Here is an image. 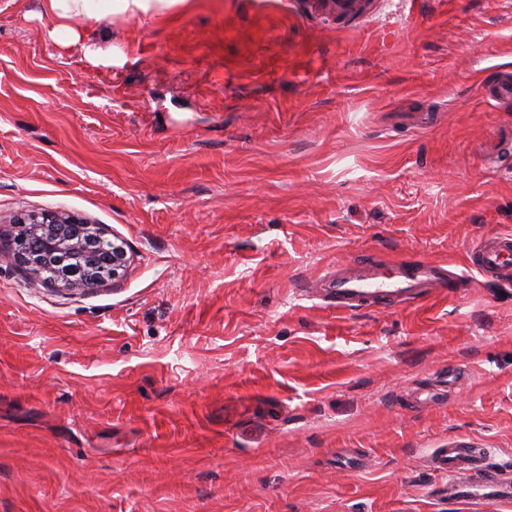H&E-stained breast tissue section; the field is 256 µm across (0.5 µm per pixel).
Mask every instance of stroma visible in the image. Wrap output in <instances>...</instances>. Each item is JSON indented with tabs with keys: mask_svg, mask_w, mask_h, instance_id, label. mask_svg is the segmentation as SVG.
Masks as SVG:
<instances>
[{
	"mask_svg": "<svg viewBox=\"0 0 512 512\" xmlns=\"http://www.w3.org/2000/svg\"><path fill=\"white\" fill-rule=\"evenodd\" d=\"M177 0L76 22L0 0V512H512L442 495L463 439L512 466V0ZM124 245L76 289L15 259L29 213ZM371 255L461 276L355 310ZM376 0H331L320 3V9L338 20L363 22L377 9ZM482 86L487 98L496 102L498 108L506 107L512 102V73L490 70L482 79ZM471 265L482 274L512 276V234H502L486 242L471 255Z\"/></svg>",
	"mask_w": 512,
	"mask_h": 512,
	"instance_id": "stroma-1",
	"label": "stroma"
}]
</instances>
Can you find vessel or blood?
Returning a JSON list of instances; mask_svg holds the SVG:
<instances>
[{"label": "vessel or blood", "mask_w": 512, "mask_h": 512, "mask_svg": "<svg viewBox=\"0 0 512 512\" xmlns=\"http://www.w3.org/2000/svg\"><path fill=\"white\" fill-rule=\"evenodd\" d=\"M322 11L344 21H365L377 9V0H322ZM487 98L497 107L512 104V73L489 71L482 79ZM473 268L482 274L512 276V234H502L477 248L471 255ZM461 280L439 264L424 259H398L386 266L366 260L350 274L335 279V305L340 309L360 307L385 299L391 302L421 298L427 289L444 288L457 292ZM485 449L455 443L436 450L433 468L447 476L448 493L471 500L491 492L512 498V479L505 470L483 467Z\"/></svg>", "instance_id": "obj_1"}]
</instances>
